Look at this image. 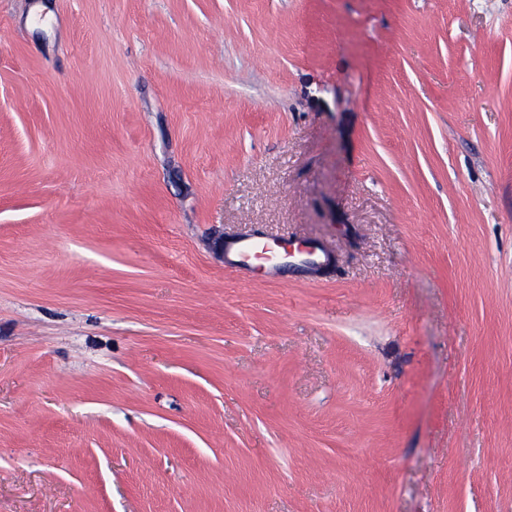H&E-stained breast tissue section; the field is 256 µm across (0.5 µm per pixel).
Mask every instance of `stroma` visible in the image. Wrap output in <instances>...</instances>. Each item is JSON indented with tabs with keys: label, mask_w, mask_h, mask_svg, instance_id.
I'll return each mask as SVG.
<instances>
[{
	"label": "stroma",
	"mask_w": 512,
	"mask_h": 512,
	"mask_svg": "<svg viewBox=\"0 0 512 512\" xmlns=\"http://www.w3.org/2000/svg\"><path fill=\"white\" fill-rule=\"evenodd\" d=\"M0 512H512V0H0ZM262 243L263 246L261 253L265 252L268 256L266 263L269 265V267L275 269L288 263V255L285 253V251L282 253L280 250H278V246L275 243L271 244L267 240L258 241L253 237L237 238L225 241V259L230 266L238 268L239 265H244L250 262L252 257H255V255L258 254L257 249L261 246Z\"/></svg>",
	"instance_id": "35a3bbf8"
}]
</instances>
